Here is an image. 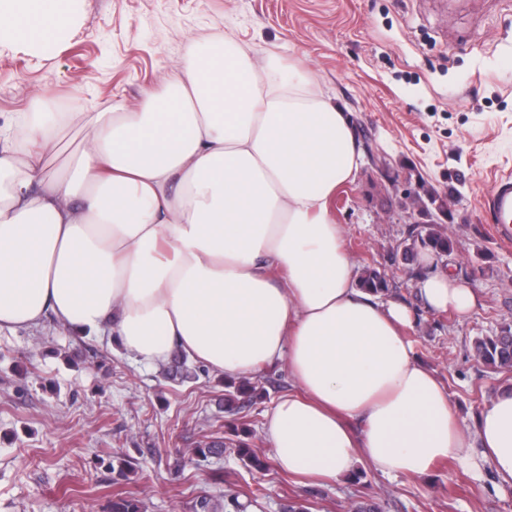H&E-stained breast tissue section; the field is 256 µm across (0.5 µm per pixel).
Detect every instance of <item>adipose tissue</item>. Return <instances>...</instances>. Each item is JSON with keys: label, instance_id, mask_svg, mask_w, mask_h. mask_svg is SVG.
I'll return each mask as SVG.
<instances>
[{"label": "adipose tissue", "instance_id": "1", "mask_svg": "<svg viewBox=\"0 0 512 512\" xmlns=\"http://www.w3.org/2000/svg\"><path fill=\"white\" fill-rule=\"evenodd\" d=\"M68 23L63 0H0L12 42H55ZM75 123L89 140L66 156ZM58 157L62 173L45 176ZM362 158L302 61L229 37L194 45L137 108L19 113L0 126V332L50 318L138 363L177 350L236 377L284 360L299 391L264 422L281 470L419 476L450 457L512 488V388L463 429L402 333L408 306L354 277L330 201ZM420 293L437 312L477 302L449 271Z\"/></svg>", "mask_w": 512, "mask_h": 512}]
</instances>
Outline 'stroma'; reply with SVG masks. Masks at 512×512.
<instances>
[{
  "instance_id": "1",
  "label": "stroma",
  "mask_w": 512,
  "mask_h": 512,
  "mask_svg": "<svg viewBox=\"0 0 512 512\" xmlns=\"http://www.w3.org/2000/svg\"><path fill=\"white\" fill-rule=\"evenodd\" d=\"M72 25L50 51L0 41V123L45 104L54 112L136 107L183 69L193 42L228 35L256 55L303 60L336 96L368 149L340 185L331 216L355 271H384L412 313L404 334L417 360L448 390L462 427L512 383L474 357L476 338L512 321V247L493 236L483 198L512 172V0H71ZM454 242L439 262L475 288L465 316L428 310L424 270L405 245L424 225ZM264 397L238 416L267 452V412L294 391L287 364L265 369ZM214 372L183 383L134 362L104 340L54 321L0 334V512H111L112 497L143 512H191L213 491L210 467L174 459L231 434ZM134 468L113 479V455ZM224 486L250 493L252 512H281L288 498L311 512H349L373 499L383 512H512V489L453 460L424 476L390 477L358 464L352 475L305 485L275 463L255 470L236 454L219 462Z\"/></svg>"
}]
</instances>
